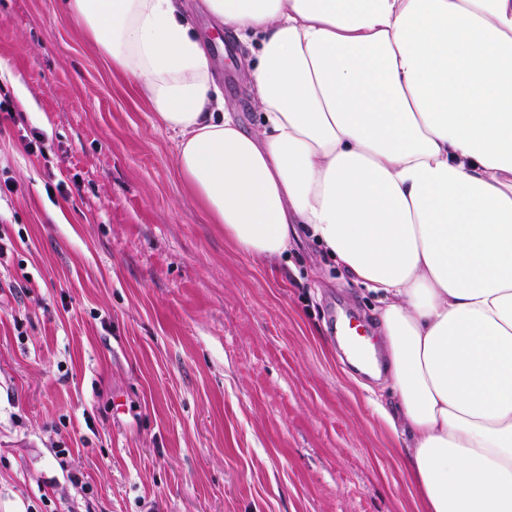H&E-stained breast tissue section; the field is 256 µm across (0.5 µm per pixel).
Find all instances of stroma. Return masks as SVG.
<instances>
[{
	"label": "stroma",
	"instance_id": "35a3bbf8",
	"mask_svg": "<svg viewBox=\"0 0 512 512\" xmlns=\"http://www.w3.org/2000/svg\"><path fill=\"white\" fill-rule=\"evenodd\" d=\"M184 4L257 125L244 45ZM2 94L0 512H420L389 387L334 335L346 309L376 324L377 295L306 235L278 276L236 253L59 0H0Z\"/></svg>",
	"mask_w": 512,
	"mask_h": 512
}]
</instances>
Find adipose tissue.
I'll return each mask as SVG.
<instances>
[{
  "label": "adipose tissue",
  "mask_w": 512,
  "mask_h": 512,
  "mask_svg": "<svg viewBox=\"0 0 512 512\" xmlns=\"http://www.w3.org/2000/svg\"><path fill=\"white\" fill-rule=\"evenodd\" d=\"M206 5L255 46V129L181 0H63L239 254L277 266L302 230L380 294L423 512H512V0Z\"/></svg>",
  "instance_id": "ef3b65f1"
}]
</instances>
